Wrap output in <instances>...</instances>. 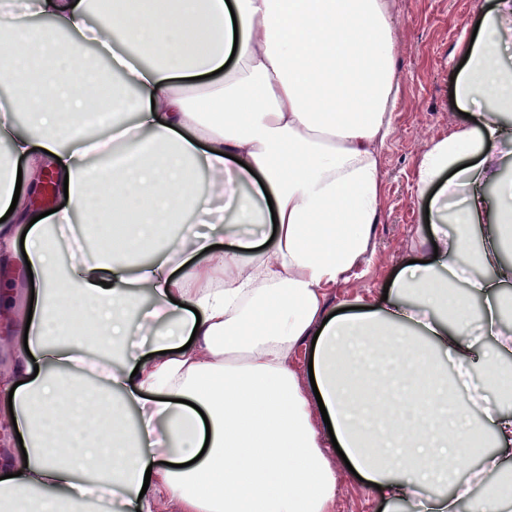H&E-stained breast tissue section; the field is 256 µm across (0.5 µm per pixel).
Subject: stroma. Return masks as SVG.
<instances>
[{
    "mask_svg": "<svg viewBox=\"0 0 512 512\" xmlns=\"http://www.w3.org/2000/svg\"><path fill=\"white\" fill-rule=\"evenodd\" d=\"M394 54L400 95L394 132L381 149V204L368 252L359 267L326 289L325 313L346 305H376L384 287L422 252L425 213L415 195L417 163L425 146L467 126L452 93V77L465 56L464 28L481 19L494 0H393ZM336 473L332 512H382L376 492L346 467L318 427Z\"/></svg>",
    "mask_w": 512,
    "mask_h": 512,
    "instance_id": "obj_1",
    "label": "stroma"
}]
</instances>
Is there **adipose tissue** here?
I'll use <instances>...</instances> for the list:
<instances>
[{"label":"adipose tissue","instance_id":"obj_1","mask_svg":"<svg viewBox=\"0 0 512 512\" xmlns=\"http://www.w3.org/2000/svg\"><path fill=\"white\" fill-rule=\"evenodd\" d=\"M42 24L0 9V295L32 278L27 355L0 374V412L13 411L27 454L0 480V512H92L101 485L121 488L126 512L156 496L180 512H331L336 475L288 356L316 335L313 374L351 466L387 504L445 484L475 435L487 495L512 497V370L483 366L492 405L448 400L444 363L484 353L471 301L497 326L495 356L512 353V0H497L454 80L469 126L429 143L415 187L437 252L394 280L386 301L324 318L325 288L366 253L380 209L381 153L400 82L390 0H36ZM152 58L141 65L105 31ZM112 64L101 70L96 54ZM232 67H225L227 56ZM224 70L219 82L203 75ZM120 84H113L114 73ZM108 111L110 128L80 130ZM25 117L16 129V114ZM134 122H126V114ZM140 148L113 167V142ZM53 167L68 182L57 212L40 216L17 181ZM230 200L235 224L276 223L261 249L225 226L229 249L186 251L187 214L223 224L207 200ZM112 225L115 246L94 260H57L61 228ZM27 250H20V241ZM31 266L19 267L20 255ZM148 287L158 311L185 304L158 329L132 321L130 291ZM152 337L137 375L88 391L78 351L129 348ZM44 361L46 370L33 372ZM140 411L136 430L112 402ZM304 460L286 470L284 457Z\"/></svg>","mask_w":512,"mask_h":512}]
</instances>
